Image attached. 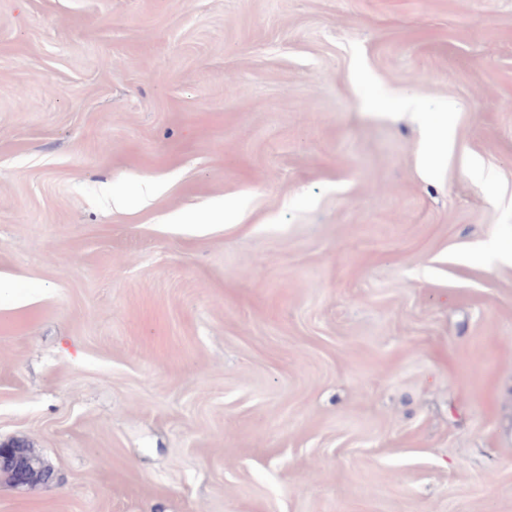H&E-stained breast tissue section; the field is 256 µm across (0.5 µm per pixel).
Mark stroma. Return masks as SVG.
<instances>
[{
  "label": "stroma",
  "instance_id": "35a3bbf8",
  "mask_svg": "<svg viewBox=\"0 0 512 512\" xmlns=\"http://www.w3.org/2000/svg\"><path fill=\"white\" fill-rule=\"evenodd\" d=\"M0 281V512H512V0H0ZM1 479L16 489L46 485L51 471L32 450L17 441L0 445Z\"/></svg>",
  "mask_w": 512,
  "mask_h": 512
}]
</instances>
